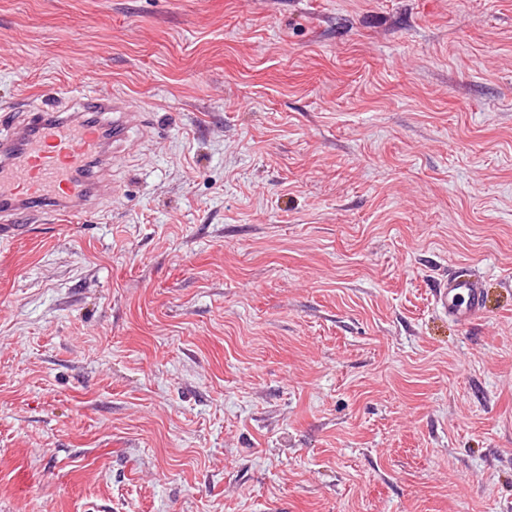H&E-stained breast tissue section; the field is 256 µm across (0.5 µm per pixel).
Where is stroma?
Here are the masks:
<instances>
[{
  "label": "stroma",
  "instance_id": "stroma-1",
  "mask_svg": "<svg viewBox=\"0 0 512 512\" xmlns=\"http://www.w3.org/2000/svg\"><path fill=\"white\" fill-rule=\"evenodd\" d=\"M75 78L150 130L0 240V512H512V0H0ZM434 298L437 305L458 323L470 322L486 309L482 273L475 268L467 274L448 273L446 284L436 288Z\"/></svg>",
  "mask_w": 512,
  "mask_h": 512
}]
</instances>
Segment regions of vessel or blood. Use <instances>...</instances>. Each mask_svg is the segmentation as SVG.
<instances>
[{
	"label": "vessel or blood",
	"mask_w": 512,
	"mask_h": 512,
	"mask_svg": "<svg viewBox=\"0 0 512 512\" xmlns=\"http://www.w3.org/2000/svg\"><path fill=\"white\" fill-rule=\"evenodd\" d=\"M56 93L81 96L83 110L36 114L0 157V237L22 235L46 218L73 222L99 199L124 194L103 174L109 166L104 145L123 138L140 115L138 107L123 97L86 93L76 79L59 85ZM94 112L111 113V122L91 120ZM434 298L458 323H468L486 308L483 276L476 269L451 273Z\"/></svg>",
	"instance_id": "obj_1"
}]
</instances>
